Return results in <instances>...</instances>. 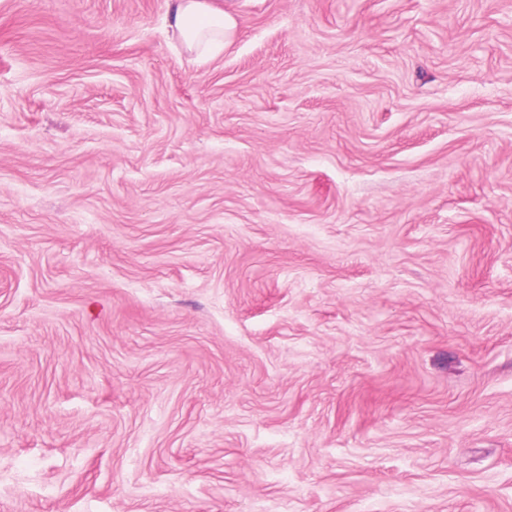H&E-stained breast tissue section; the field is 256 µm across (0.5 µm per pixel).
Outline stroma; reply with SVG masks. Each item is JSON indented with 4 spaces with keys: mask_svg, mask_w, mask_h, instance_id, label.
<instances>
[{
    "mask_svg": "<svg viewBox=\"0 0 512 512\" xmlns=\"http://www.w3.org/2000/svg\"><path fill=\"white\" fill-rule=\"evenodd\" d=\"M0 0V512H512V0ZM231 0H165L166 18L173 35L198 56L224 50L239 25Z\"/></svg>",
    "mask_w": 512,
    "mask_h": 512,
    "instance_id": "stroma-1",
    "label": "stroma"
}]
</instances>
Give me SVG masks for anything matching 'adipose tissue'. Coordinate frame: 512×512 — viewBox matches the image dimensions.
Listing matches in <instances>:
<instances>
[{"mask_svg": "<svg viewBox=\"0 0 512 512\" xmlns=\"http://www.w3.org/2000/svg\"><path fill=\"white\" fill-rule=\"evenodd\" d=\"M173 35L201 56L220 53L239 25L230 0H165Z\"/></svg>", "mask_w": 512, "mask_h": 512, "instance_id": "1", "label": "adipose tissue"}]
</instances>
